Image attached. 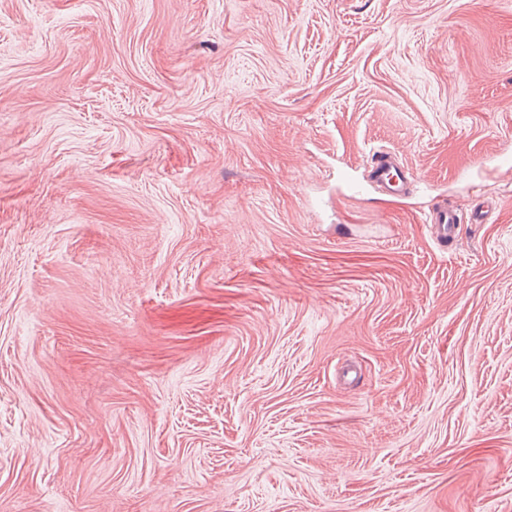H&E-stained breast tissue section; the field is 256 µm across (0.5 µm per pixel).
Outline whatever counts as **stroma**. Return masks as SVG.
<instances>
[{
    "mask_svg": "<svg viewBox=\"0 0 512 512\" xmlns=\"http://www.w3.org/2000/svg\"><path fill=\"white\" fill-rule=\"evenodd\" d=\"M507 146L512 0H0V512H512ZM367 166L371 169L376 181L390 196L402 197L405 194L408 183L407 172L389 151L382 149L374 151ZM427 223L438 228L437 242L442 246L448 244V240L454 241L458 236L460 224H482L479 216L464 221L456 210L448 208V204H434L427 213Z\"/></svg>",
    "mask_w": 512,
    "mask_h": 512,
    "instance_id": "1",
    "label": "stroma"
}]
</instances>
